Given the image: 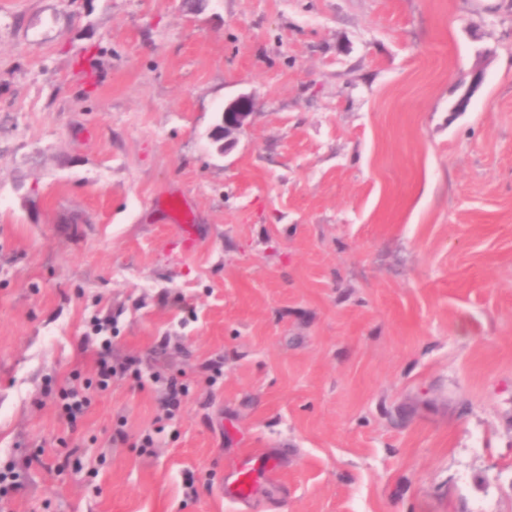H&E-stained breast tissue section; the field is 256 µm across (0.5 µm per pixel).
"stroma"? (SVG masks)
Returning <instances> with one entry per match:
<instances>
[{
  "label": "stroma",
  "mask_w": 512,
  "mask_h": 512,
  "mask_svg": "<svg viewBox=\"0 0 512 512\" xmlns=\"http://www.w3.org/2000/svg\"><path fill=\"white\" fill-rule=\"evenodd\" d=\"M32 451L11 512H512V0H0V470ZM253 114V103L249 97L241 96L224 107L222 113V126L218 129L216 139L225 140V145L233 143L234 134L242 132L249 125ZM61 399L64 401L60 417L69 425L73 426L77 418L84 414L88 407V400L76 388H61L59 391ZM260 459L252 456H245L240 464V475L231 484L226 491L240 501L247 500L256 492V486L253 483L252 476L259 467Z\"/></svg>",
  "instance_id": "35a3bbf8"
}]
</instances>
